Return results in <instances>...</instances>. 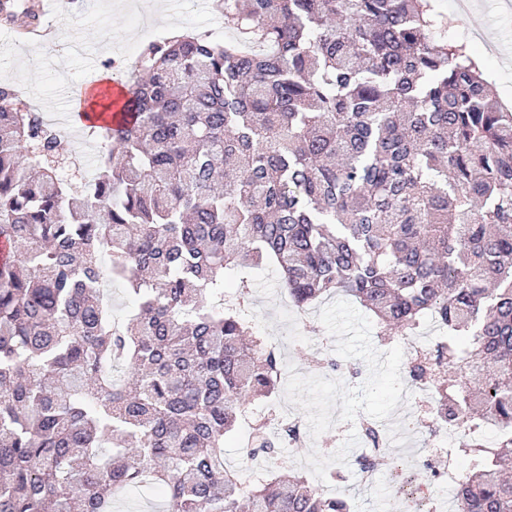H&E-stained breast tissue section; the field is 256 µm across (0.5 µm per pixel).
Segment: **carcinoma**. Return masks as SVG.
I'll list each match as a JSON object with an SVG mask.
<instances>
[{
  "instance_id": "obj_1",
  "label": "carcinoma",
  "mask_w": 512,
  "mask_h": 512,
  "mask_svg": "<svg viewBox=\"0 0 512 512\" xmlns=\"http://www.w3.org/2000/svg\"><path fill=\"white\" fill-rule=\"evenodd\" d=\"M224 30L133 64L75 186L64 135L0 83V512H350L298 474L244 492L224 438L281 358L230 269L272 265L302 309L344 293L379 336H443L412 366L462 421L456 512H512V109L433 0H221ZM120 282L137 313L117 322ZM267 425L248 458L276 453ZM119 498L124 503L137 507L140 512H157L163 507L159 496L145 495L134 489L123 492Z\"/></svg>"
}]
</instances>
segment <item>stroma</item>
Masks as SVG:
<instances>
[{"label":"stroma","instance_id":"1","mask_svg":"<svg viewBox=\"0 0 512 512\" xmlns=\"http://www.w3.org/2000/svg\"><path fill=\"white\" fill-rule=\"evenodd\" d=\"M214 0H195L192 21L181 18L182 0H141L149 32L134 21L129 0H72L59 25L55 43L20 44L16 33L0 19V83L16 87L25 101L59 119L65 133V172L72 180L91 176L97 150L72 119L69 106L78 87H92L103 75L127 79L140 49L151 40L171 37L173 29L204 33L211 28ZM437 10L452 21L456 42L473 48L482 58V71L497 99L512 105V10L496 0H473L468 10L457 0H435ZM98 60L90 69L88 56ZM245 312L254 335L263 337L281 355L287 382L280 398L301 424L305 445L280 449L276 458L243 462L248 442L247 421H239L224 441V463L238 469L245 489H253L270 474L291 471V458L307 459L304 472L327 495L351 497L355 512H395L396 486L417 497L428 489L425 472L403 465L401 450L384 448L372 486L360 485L351 460L358 452L360 417L388 421L411 410L401 390L414 344L431 346L440 336L425 322L420 336H401L383 343L374 318L352 298L337 294L310 309L299 320L281 287L275 267L251 270ZM336 360L338 369L328 366ZM341 481H331L332 472Z\"/></svg>","mask_w":512,"mask_h":512}]
</instances>
